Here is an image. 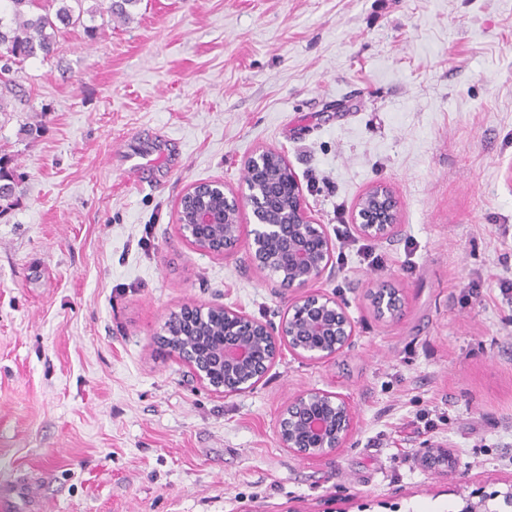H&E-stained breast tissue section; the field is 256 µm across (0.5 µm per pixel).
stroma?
Masks as SVG:
<instances>
[{"instance_id":"stroma-1","label":"stroma","mask_w":512,"mask_h":512,"mask_svg":"<svg viewBox=\"0 0 512 512\" xmlns=\"http://www.w3.org/2000/svg\"><path fill=\"white\" fill-rule=\"evenodd\" d=\"M94 24L0 84V156L23 176L0 214V492H34L17 512H454L460 492L505 490L512 0H139ZM261 147L332 240L316 288L354 337L323 363L281 352L227 397L153 338L183 304L280 322L294 293L246 246L214 257L175 223L189 185L244 187ZM379 182L403 230L369 240L351 212ZM378 284L402 291L400 321L378 318ZM311 388L355 412L316 460L276 435ZM428 448L452 474L420 465Z\"/></svg>"}]
</instances>
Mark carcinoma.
Here are the masks:
<instances>
[{
	"label": "carcinoma",
	"instance_id": "carcinoma-1",
	"mask_svg": "<svg viewBox=\"0 0 512 512\" xmlns=\"http://www.w3.org/2000/svg\"><path fill=\"white\" fill-rule=\"evenodd\" d=\"M0 0V52L8 59L0 61V78L13 68L34 58L49 59L56 50V38L63 29L83 25V14L95 18L96 14L129 15L128 8L139 0H95V5L83 9V0ZM19 175L0 159V201L10 200L16 193Z\"/></svg>",
	"mask_w": 512,
	"mask_h": 512
}]
</instances>
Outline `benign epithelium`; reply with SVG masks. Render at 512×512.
<instances>
[{
  "label": "benign epithelium",
  "instance_id": "1",
  "mask_svg": "<svg viewBox=\"0 0 512 512\" xmlns=\"http://www.w3.org/2000/svg\"><path fill=\"white\" fill-rule=\"evenodd\" d=\"M245 167V191L217 181L190 185L177 203L179 231L195 248L224 256L241 240V213L248 206L254 219L247 242L252 262L264 271L278 269L284 286L306 292L293 298L277 326L223 305H185L169 313L157 338L158 348L187 366L197 382L226 396L253 389L285 348L320 363L344 353L354 336L346 306L313 289L330 266L333 245L323 225L311 218L295 172L270 148L257 150ZM399 212L397 197L380 183L358 198L352 223L362 236L387 239L400 231ZM372 293L381 317L401 319L404 301L398 289L381 285ZM354 425L346 397L311 388L283 407L277 439L297 457L321 458L344 447ZM421 461L430 470H453L443 449H429ZM460 498L458 512H512V484L504 493L471 492Z\"/></svg>",
  "mask_w": 512,
  "mask_h": 512
}]
</instances>
